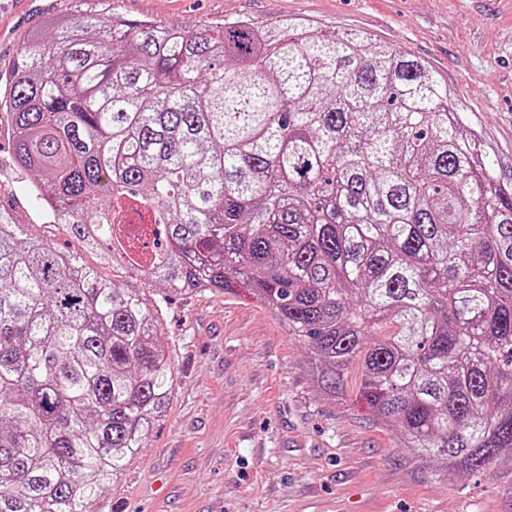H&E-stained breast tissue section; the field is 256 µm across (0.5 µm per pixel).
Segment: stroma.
Returning <instances> with one entry per match:
<instances>
[{"instance_id": "35a3bbf8", "label": "stroma", "mask_w": 512, "mask_h": 512, "mask_svg": "<svg viewBox=\"0 0 512 512\" xmlns=\"http://www.w3.org/2000/svg\"><path fill=\"white\" fill-rule=\"evenodd\" d=\"M129 19L196 30L244 15L360 28L425 60L512 182V0H119ZM78 0H0V86L34 31ZM0 124V216L79 256L157 318L175 390L162 422L91 512H512V467L453 477L398 447L356 399H329L288 337L246 291L162 293L138 269L102 263L32 192Z\"/></svg>"}]
</instances>
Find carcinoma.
I'll return each mask as SVG.
<instances>
[{
  "mask_svg": "<svg viewBox=\"0 0 512 512\" xmlns=\"http://www.w3.org/2000/svg\"><path fill=\"white\" fill-rule=\"evenodd\" d=\"M47 28L0 112L56 223L161 290L250 291L325 396L357 369L358 401L439 470L512 461V184L424 60L111 4ZM174 381L139 299L0 216V512H87Z\"/></svg>",
  "mask_w": 512,
  "mask_h": 512,
  "instance_id": "1",
  "label": "carcinoma"
}]
</instances>
